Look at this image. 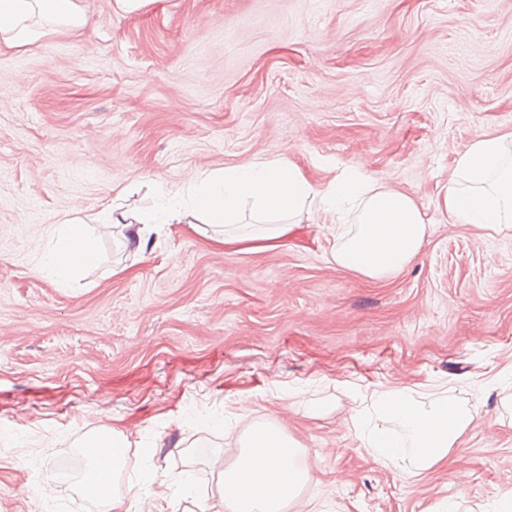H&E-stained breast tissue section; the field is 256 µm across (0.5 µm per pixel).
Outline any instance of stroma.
<instances>
[{
  "label": "stroma",
  "instance_id": "stroma-1",
  "mask_svg": "<svg viewBox=\"0 0 512 512\" xmlns=\"http://www.w3.org/2000/svg\"><path fill=\"white\" fill-rule=\"evenodd\" d=\"M81 4V31L0 49V512H98L84 478L33 481L104 429L128 441L120 496L187 472L218 503L260 424L301 450L288 512H486L512 492V229L439 205L459 156L512 133V0ZM255 158L411 193L419 254L372 281L336 264L318 213L265 250L159 224L138 255L97 220ZM73 216L100 260L63 286L39 259ZM445 389L477 411L455 448L413 476L371 458L372 395Z\"/></svg>",
  "mask_w": 512,
  "mask_h": 512
}]
</instances>
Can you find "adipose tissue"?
I'll return each mask as SVG.
<instances>
[{
  "label": "adipose tissue",
  "mask_w": 512,
  "mask_h": 512,
  "mask_svg": "<svg viewBox=\"0 0 512 512\" xmlns=\"http://www.w3.org/2000/svg\"><path fill=\"white\" fill-rule=\"evenodd\" d=\"M86 18L78 0H0V44L20 47L45 31L78 29ZM252 200L261 228L252 234H224L223 245H249L263 250L287 240L301 223L306 207L317 206L336 221L352 218L355 231L336 248V263L358 275L380 280L401 271L420 251L426 221L408 193L385 187L352 171L318 187L290 162L256 159L224 171H213L191 191L169 190L157 209L139 215L121 206L106 208L105 218L134 252H141L154 225L183 224L195 217L206 224L233 225L243 200ZM442 205L451 223L473 224L498 231L512 225V144L506 136H486L455 161L454 178ZM99 259L97 239L80 219L56 227L40 268L65 281ZM376 425L360 431L373 459L384 465L409 462L421 467L440 459L472 424L476 412L468 402L442 396L423 404L404 392L381 393L375 403ZM398 424L400 437L389 426ZM127 439L103 432L87 441L84 452L93 464L91 492L100 512H129L142 496H160L173 503L190 496L186 479L154 484L144 478L129 486L126 496L112 490V476L120 467ZM299 451L278 430L257 426L250 430L235 461L219 473L221 503L232 512H282L294 501L307 473L295 463Z\"/></svg>",
  "instance_id": "1"
}]
</instances>
